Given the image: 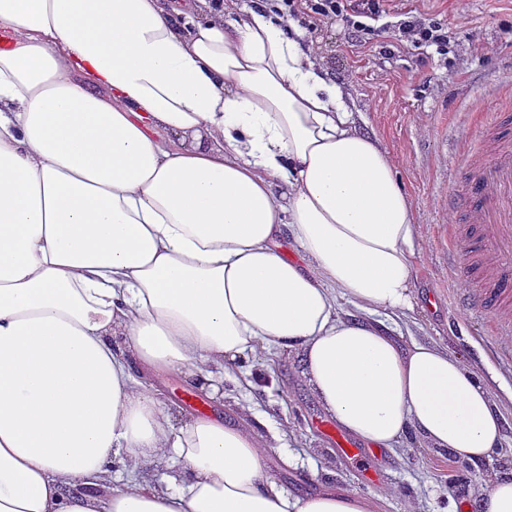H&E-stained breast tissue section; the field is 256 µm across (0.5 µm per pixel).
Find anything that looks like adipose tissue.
Segmentation results:
<instances>
[{
	"label": "adipose tissue",
	"mask_w": 512,
	"mask_h": 512,
	"mask_svg": "<svg viewBox=\"0 0 512 512\" xmlns=\"http://www.w3.org/2000/svg\"><path fill=\"white\" fill-rule=\"evenodd\" d=\"M301 38L265 7L0 0V512H373L289 495L254 430L177 421L139 378L209 389L266 350L372 447L499 448L471 367L389 333L414 216Z\"/></svg>",
	"instance_id": "obj_1"
}]
</instances>
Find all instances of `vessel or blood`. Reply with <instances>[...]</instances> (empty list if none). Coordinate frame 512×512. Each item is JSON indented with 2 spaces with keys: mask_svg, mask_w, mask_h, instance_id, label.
<instances>
[{
  "mask_svg": "<svg viewBox=\"0 0 512 512\" xmlns=\"http://www.w3.org/2000/svg\"><path fill=\"white\" fill-rule=\"evenodd\" d=\"M474 133L459 143L457 178L448 208L457 221L441 238L450 273L473 286L459 301L478 314L484 331L504 337L499 358H512V96L499 111L471 114Z\"/></svg>",
  "mask_w": 512,
  "mask_h": 512,
  "instance_id": "1",
  "label": "vessel or blood"
}]
</instances>
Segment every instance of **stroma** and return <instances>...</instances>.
<instances>
[{"label": "stroma", "mask_w": 512, "mask_h": 512, "mask_svg": "<svg viewBox=\"0 0 512 512\" xmlns=\"http://www.w3.org/2000/svg\"><path fill=\"white\" fill-rule=\"evenodd\" d=\"M389 9L441 23L447 54L399 39L391 28L355 45L338 17L312 14L294 24L348 93L359 128L389 150L409 198L420 237L413 273L419 307L400 318L401 340L448 349L474 369L503 407L501 449L465 468L408 434L378 457H348L312 428L326 413L299 377L292 353L238 363L235 379L221 381L212 396L172 378L163 398L184 420L196 415L183 400L193 392L208 411L257 427L267 446V473L288 493L333 483L370 499L374 512H463L493 473L512 464V363L495 358L479 318L453 304L469 282L449 277L438 234L454 221L444 196L456 143L471 134L467 115L478 104L496 111L499 94L512 85V0H390Z\"/></svg>", "instance_id": "1"}]
</instances>
